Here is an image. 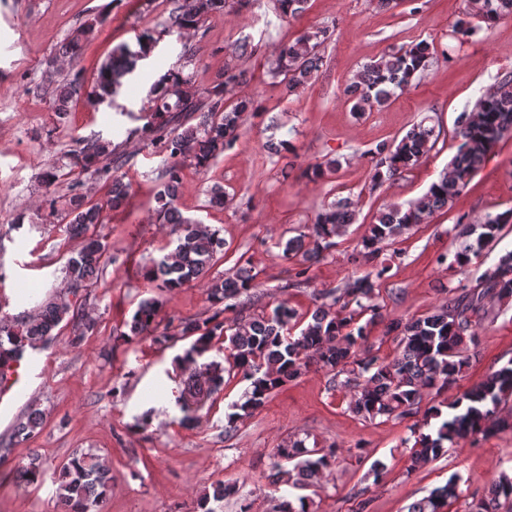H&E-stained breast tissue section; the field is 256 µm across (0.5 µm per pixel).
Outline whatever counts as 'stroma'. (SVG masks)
<instances>
[{
  "instance_id": "stroma-1",
  "label": "stroma",
  "mask_w": 512,
  "mask_h": 512,
  "mask_svg": "<svg viewBox=\"0 0 512 512\" xmlns=\"http://www.w3.org/2000/svg\"><path fill=\"white\" fill-rule=\"evenodd\" d=\"M168 9L166 0H0V316L35 314L65 285L66 262L80 241L64 240L43 224L37 176L60 162L71 138L99 135L119 144L125 158L120 172L131 185L128 203L105 211L96 228L110 260L82 298L83 312L95 321L93 334L77 344L72 325L60 324L48 344L28 352L34 372L0 390V439H7L16 420L31 409L44 416L29 446L15 448L0 462V512H55V469L73 453L88 450L112 468L107 512H189L197 496L222 479L242 483L253 512H272L280 498L301 495L316 512H353L362 491L370 500L367 512H407L453 476L460 480L461 494L445 512H468L500 471L512 473V432L457 440L436 461L410 473L405 441L422 415L357 416L348 408L349 390L329 389L328 376L320 370L275 391L232 434L224 432L225 416L246 388L237 378L205 400L184 426L176 405L182 375L175 363L183 345L161 349L148 336L130 342L123 337L124 321L145 298L160 301L165 319H202L211 313L202 283L162 291L143 277L170 250L172 236L169 228L151 221L161 158L146 141L126 137L127 129L137 127L134 115L146 104L152 85L176 64L181 45L173 36L160 40L138 63L112 108H93L78 99L60 114L37 83L79 24L100 20L77 64L89 81L113 48L136 45L140 33L166 17ZM467 10L468 0H401L390 10L379 8L377 0H309L304 13L285 23L269 0H256L248 10H229L208 21L197 86H209L225 67H235L243 73L239 93L262 99L267 111L246 117L234 149L215 159L207 172L186 167L178 203L185 217L222 231L227 252L211 276H223L241 256L259 270L263 294L251 312L283 299L298 312L312 311L318 291L343 287L361 275L351 254L369 224L387 205L423 195L447 166L456 151V117L512 73V19L462 37L454 29ZM321 26L333 31L322 50V68L300 95L282 100L280 86L265 74L268 60L279 44ZM419 41L437 52L421 79L381 109L352 111L344 88L363 64ZM427 115L440 131L435 149L396 180L374 182L365 151L404 134ZM271 140L289 141L291 148L269 154L265 145ZM333 159L340 166L324 180L299 174L307 165ZM216 184L231 196L221 209L208 203V191ZM347 196L358 206L339 248L311 266L308 281L290 285L292 265L277 257L272 243ZM507 210H512V134L494 148L450 208L396 242L401 257L381 285L384 319L371 325L369 344L393 354L396 344L387 321L430 314L450 291L475 287L512 249V231L465 269H446L436 258L455 251L453 226L460 217L474 222ZM18 219L23 225L17 229ZM475 332L477 355L468 371L454 386L424 397L423 406L448 408L512 360V303L486 301ZM289 438L335 446L336 462L316 486L298 491L271 484L273 450ZM33 447L45 475L41 484L26 486L17 481L15 468ZM378 459L388 472L376 484L366 474Z\"/></svg>"
}]
</instances>
